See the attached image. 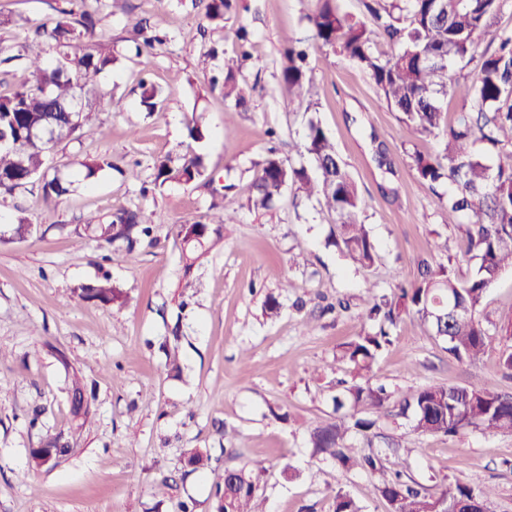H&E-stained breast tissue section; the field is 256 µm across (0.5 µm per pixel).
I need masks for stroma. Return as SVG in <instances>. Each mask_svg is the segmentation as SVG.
Here are the masks:
<instances>
[{
    "label": "stroma",
    "mask_w": 512,
    "mask_h": 512,
    "mask_svg": "<svg viewBox=\"0 0 512 512\" xmlns=\"http://www.w3.org/2000/svg\"><path fill=\"white\" fill-rule=\"evenodd\" d=\"M80 0H0V94L28 84L22 62L35 53L53 58L50 44L28 38L29 26L48 22L56 7ZM312 0H239L223 30L204 18L199 0H114L100 10L99 32L115 61L99 77L92 123L103 135L60 141L47 177L69 182L61 199L28 185L0 197V512H176L186 498L196 512H216L212 495L227 468L262 462L264 512H333L336 492L363 512H390L377 476L345 470L313 457L306 428L333 416L332 397L351 381L338 362L340 346L370 330L367 288L389 293L419 276L435 257L459 276L472 263L461 230L468 216L448 212L411 168V154H433L440 143L408 131L378 97L370 76L311 40L306 16ZM166 33L164 44L136 55L128 42L130 17ZM248 25L254 38L237 80L245 106L210 85L235 55L233 32ZM308 42L310 98L286 106L280 56L286 40ZM149 73L162 91L154 112L138 104V81ZM199 119L204 141L187 136ZM336 144L364 200L359 219L377 247L369 268L330 245L336 217L316 200L284 190L271 208L247 199L256 162L276 146L287 163L315 174L302 144L309 121ZM383 141L394 174L379 169L374 141ZM202 154L214 183L154 185L156 164ZM104 156L112 165L85 178L79 160ZM137 166L139 179L123 171ZM232 191H224V184ZM236 213L198 251L184 272L178 225L205 218L212 205ZM120 209L141 211L155 226L154 244L128 257L88 237L84 219ZM25 213L36 227L17 240L11 217ZM112 261H105V254ZM109 277L124 304L82 300V285ZM292 289H284V282ZM281 303L262 313L267 296ZM487 328L512 320V271L487 289L480 307ZM180 329L181 378H173L160 345ZM512 340L497 338L473 364L448 353L419 320L405 318L372 367L371 380L393 397L442 383L512 393V374L499 365ZM78 371L90 415L74 430L72 455L53 469L35 468L30 451L46 436L71 428L69 385ZM350 441L370 453L397 445L399 469L428 491L461 481L493 488L492 512H512V434L466 428L453 436L420 435L410 419L381 422ZM211 455L207 470L187 464L191 450ZM293 465L297 478L281 476Z\"/></svg>",
    "instance_id": "1"
}]
</instances>
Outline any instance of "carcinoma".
Instances as JSON below:
<instances>
[{
	"instance_id": "cac0c4a2",
	"label": "carcinoma",
	"mask_w": 512,
	"mask_h": 512,
	"mask_svg": "<svg viewBox=\"0 0 512 512\" xmlns=\"http://www.w3.org/2000/svg\"><path fill=\"white\" fill-rule=\"evenodd\" d=\"M235 0H207L205 17L217 28H224V17ZM502 0H373L366 5L373 24L383 30L397 50L387 59L373 47L372 30L366 23L343 11L339 0H314L306 16L312 37L333 54L342 56L366 71L380 98L388 108L401 114V121L413 133L438 139L442 149L432 155L413 156L417 177L430 188L446 182L445 205L448 219L459 214L473 218L464 227L467 252L475 260L471 273L456 276L442 265L422 262L421 278L392 297L368 291L367 315L374 322L366 332L340 346L336 360L350 365L356 379L333 397L336 409H346L342 417L320 418L307 428L308 444L316 457L331 459L345 468H360L379 473V490L389 502L391 512H438L454 499L474 493L492 504L494 490L474 489L459 481L442 485L434 493L400 470H390L378 453L359 454L349 442V431L368 432L378 420L389 416L391 393L374 385L367 373L383 348L391 343L392 331L407 316L415 315L434 335L446 342L448 353L461 362L474 363L493 343L495 334L478 317L484 294L500 273L512 267V34L499 36L490 53L476 55L479 39L490 33ZM60 17L50 28L37 25L32 39L53 42L56 57L45 62L38 54L26 57L25 65L34 82L8 94H0V136L18 142V151L0 150V194L35 181L43 182L45 197L60 198L70 192V183L58 177L47 179L43 167L54 144L84 129L89 114L81 121L69 118L70 105L94 88L99 75L115 57L104 44L84 48L79 42L94 35L100 18L94 11L79 13L59 10ZM136 49H151L162 39L147 27L142 18L131 23ZM479 59L478 79L474 83L449 75L454 63ZM281 81L284 102L291 106L311 94L312 79L307 70V53L290 41L281 55ZM220 84L224 99L244 103L236 69L227 67L224 77H213ZM140 103L155 110L160 99L158 88L146 79L140 81ZM453 92L471 100L475 110L459 112L447 120L440 98ZM486 144L496 156V166L487 165L475 155L476 142ZM315 161L319 175L311 177L304 167H295L274 149L258 165L248 197L249 207L266 209L273 198L291 189L295 194L316 199L336 214V243L363 268L373 266L376 247L365 225L358 219L364 200L332 138L311 119L303 144ZM213 182L203 158L194 154L177 166L162 160L156 165L155 181ZM233 222L221 210L207 221L181 224L178 236L185 254L203 248L220 227ZM89 236L109 244L120 242L131 253L141 239L152 233L140 214L122 209L108 222L90 217L85 221ZM88 301L110 305L122 294L109 279L80 288ZM462 386L432 384L406 394L400 414L409 416L419 434H456L468 428L512 433V394ZM71 414L82 426L90 408L83 383L73 375L70 388ZM46 445L60 449L61 457L72 451L71 433L60 431L45 438ZM265 467L227 468L214 484L218 512H262L258 490ZM334 512H361L358 503L336 491Z\"/></svg>"
}]
</instances>
